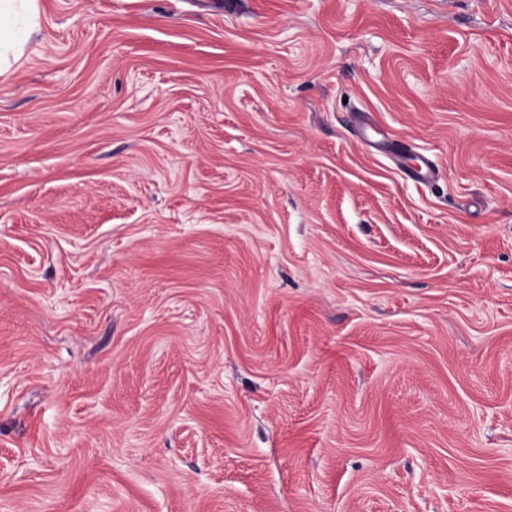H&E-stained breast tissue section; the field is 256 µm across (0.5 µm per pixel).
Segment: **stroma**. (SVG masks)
I'll return each mask as SVG.
<instances>
[{
	"mask_svg": "<svg viewBox=\"0 0 512 512\" xmlns=\"http://www.w3.org/2000/svg\"><path fill=\"white\" fill-rule=\"evenodd\" d=\"M37 4L0 512H512V0ZM371 123L372 120L367 115H360L357 131L358 137L364 146L368 149L384 152L397 163L400 162L403 164V157L405 154L403 152L406 149L405 144L397 140H388L384 143L382 141L373 140L369 133V130L374 129V125Z\"/></svg>",
	"mask_w": 512,
	"mask_h": 512,
	"instance_id": "obj_1",
	"label": "stroma"
}]
</instances>
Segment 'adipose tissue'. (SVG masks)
Instances as JSON below:
<instances>
[{"mask_svg": "<svg viewBox=\"0 0 512 512\" xmlns=\"http://www.w3.org/2000/svg\"><path fill=\"white\" fill-rule=\"evenodd\" d=\"M37 26V0H0L1 76L22 58L26 39Z\"/></svg>", "mask_w": 512, "mask_h": 512, "instance_id": "adipose-tissue-1", "label": "adipose tissue"}]
</instances>
